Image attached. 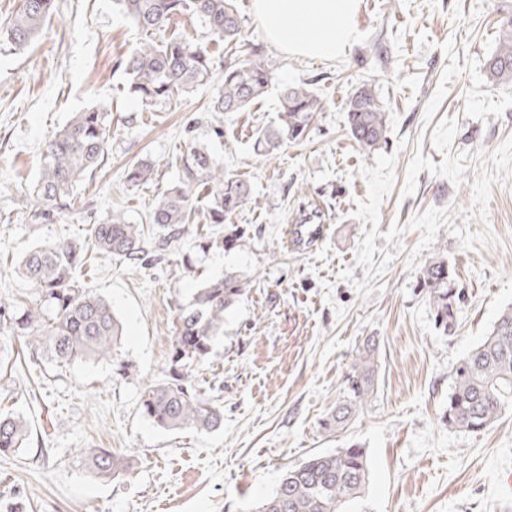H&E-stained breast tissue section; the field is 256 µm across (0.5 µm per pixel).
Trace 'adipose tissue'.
Here are the masks:
<instances>
[{"label":"adipose tissue","mask_w":512,"mask_h":512,"mask_svg":"<svg viewBox=\"0 0 512 512\" xmlns=\"http://www.w3.org/2000/svg\"><path fill=\"white\" fill-rule=\"evenodd\" d=\"M358 0H253L268 37L290 53L332 59L355 41Z\"/></svg>","instance_id":"ef3b65f1"}]
</instances>
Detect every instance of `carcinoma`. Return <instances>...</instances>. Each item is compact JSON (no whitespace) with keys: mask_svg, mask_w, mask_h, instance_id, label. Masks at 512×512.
<instances>
[{"mask_svg":"<svg viewBox=\"0 0 512 512\" xmlns=\"http://www.w3.org/2000/svg\"><path fill=\"white\" fill-rule=\"evenodd\" d=\"M123 12L151 40L139 44L121 61L127 90L146 106L166 101L202 84L212 74L211 43L169 37L152 41L171 21L187 13L208 24L226 44L241 43V26L233 0H118ZM55 9V0H23L4 35L10 44L23 47L39 33ZM495 51L487 60L494 82L512 81V19L505 21ZM273 76L254 51L241 52L224 70L222 90L210 111L239 112L261 97ZM322 102L302 86H285L278 100L277 123L258 133L255 147L267 155L281 151L304 136ZM350 136L364 151H374L386 141L385 112L372 90L360 88L349 98L346 110ZM110 113L99 108L76 112L67 125L46 145L41 172L33 188L34 216L67 205L85 173L104 161L112 137ZM179 176L157 198L149 223L171 236L188 223L199 198L206 199L209 223L219 225L203 245L224 250L234 246L239 232L224 234L220 224L251 198L243 179L224 173V161L201 143L192 142L176 159ZM153 171L144 163L125 170V180L144 184ZM94 252L105 258L144 261L142 225L131 224L116 213L107 222L93 224L84 240L62 239L38 246L19 262V270L35 290L32 305L22 307L10 323L14 335L25 339L34 352L56 363L112 356L122 327L112 304L77 277ZM421 288L428 295L437 326L452 333L457 322L460 293L451 286L448 263L437 259L425 267ZM247 291L236 275L202 283L180 309L173 336L172 360L180 367L170 378L147 387L141 400L143 415L167 430H213L224 422V409L198 392L192 382V365L209 359L212 343L224 330V314ZM376 346L368 341L355 354L344 382V396L322 420V428H344L371 401L377 385ZM512 408V306L504 308L491 331L456 364L448 404L441 422L451 429L480 433ZM27 422L20 414L0 416V454L24 448ZM88 469L99 477L123 470V462L105 448L84 450ZM369 478L367 451L351 444L317 453L287 469L274 491L255 512H347L346 504L359 497Z\"/></svg>","mask_w":512,"mask_h":512,"instance_id":"obj_1","label":"carcinoma"}]
</instances>
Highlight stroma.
Listing matches in <instances>:
<instances>
[{
    "instance_id": "1",
    "label": "stroma",
    "mask_w": 512,
    "mask_h": 512,
    "mask_svg": "<svg viewBox=\"0 0 512 512\" xmlns=\"http://www.w3.org/2000/svg\"><path fill=\"white\" fill-rule=\"evenodd\" d=\"M252 3L236 0L243 40L273 80L243 112L210 110L232 55L225 46L210 80L189 93L151 107L129 97L120 62L144 36L117 0H57L31 45L0 40V415L23 414L29 426L23 450L0 455V512H254L288 467L351 443L366 448L370 477L349 512H512L500 495L512 471V410L480 433L440 421L453 367L512 305V83L486 71L512 0H359L358 38L333 60L271 43ZM287 85L307 87L323 110L301 141L261 155L254 139L275 121ZM361 87L387 116L388 142L372 153L346 126ZM91 107L113 118L101 169L78 184L73 208L35 218L24 192L46 144ZM194 140L252 188L224 222L241 232L224 252L198 251L211 231L202 208L164 245L148 222ZM134 161L153 167L149 182L125 181ZM115 213L143 225L146 261L93 254L82 275L110 301L122 339L110 359L57 366L10 329L33 293L19 260ZM312 213L324 238L287 249L286 226ZM435 258L462 293L449 335L420 288ZM227 274L249 289L193 372L224 422L165 430L143 415L142 395L172 370L179 307ZM370 336L377 389L347 429L325 432L320 421ZM84 448L111 450L127 471L97 478Z\"/></svg>"
}]
</instances>
